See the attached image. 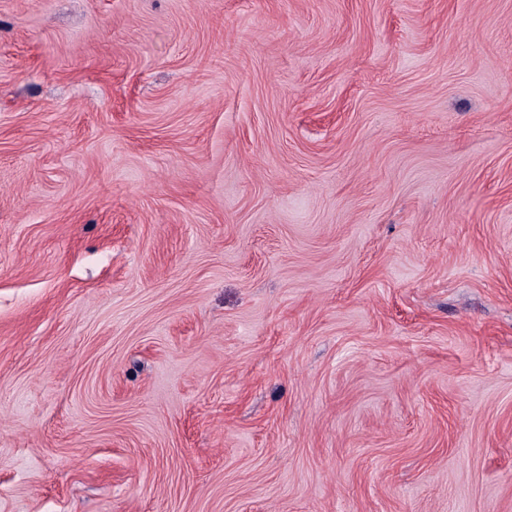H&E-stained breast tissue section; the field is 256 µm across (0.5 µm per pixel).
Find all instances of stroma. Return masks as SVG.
Segmentation results:
<instances>
[{"instance_id": "stroma-1", "label": "stroma", "mask_w": 512, "mask_h": 512, "mask_svg": "<svg viewBox=\"0 0 512 512\" xmlns=\"http://www.w3.org/2000/svg\"><path fill=\"white\" fill-rule=\"evenodd\" d=\"M0 512H512V0H0Z\"/></svg>"}]
</instances>
